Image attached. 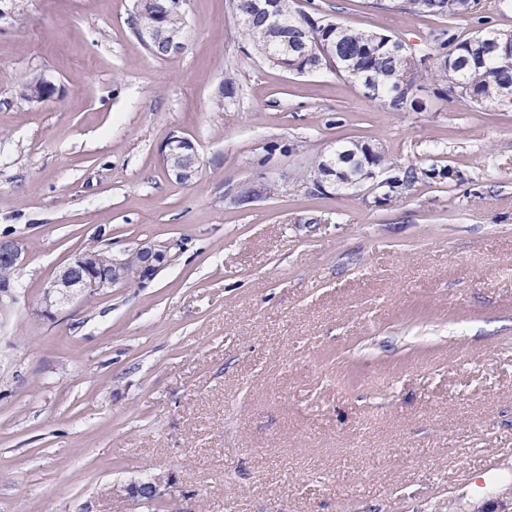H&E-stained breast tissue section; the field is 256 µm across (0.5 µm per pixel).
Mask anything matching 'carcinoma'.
<instances>
[{"mask_svg":"<svg viewBox=\"0 0 512 512\" xmlns=\"http://www.w3.org/2000/svg\"><path fill=\"white\" fill-rule=\"evenodd\" d=\"M232 4L236 15L249 18V23L243 25V36L262 60L292 74L309 73L320 66L346 77L357 73L361 77L358 86L367 98L387 99L397 110L418 109L408 91L418 88L425 76L436 83L438 95L448 101L483 105L512 96V53L490 51L488 42L494 36L489 33L459 40L442 29L432 34L433 52L416 57L399 51L396 41L383 33L348 29L329 18L291 8L281 16V23L266 30L259 0H232ZM475 6L476 0H400V8L412 15L463 17ZM136 13L142 24L154 26L155 38L145 44L149 55L167 57V43L182 40L186 25L183 12L174 7L156 19L151 0H136ZM330 162L335 163L336 181L342 188L376 168L387 170L386 197L447 175L444 170L390 162L381 150L360 143L344 146L330 158H317L315 175L325 173ZM103 237L104 232H98L84 251L106 269L112 263V250L110 244L101 243Z\"/></svg>","mask_w":512,"mask_h":512,"instance_id":"obj_1","label":"carcinoma"}]
</instances>
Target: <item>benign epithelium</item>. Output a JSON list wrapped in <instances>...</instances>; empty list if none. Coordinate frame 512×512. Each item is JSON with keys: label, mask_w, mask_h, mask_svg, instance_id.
Instances as JSON below:
<instances>
[{"label": "benign epithelium", "mask_w": 512, "mask_h": 512, "mask_svg": "<svg viewBox=\"0 0 512 512\" xmlns=\"http://www.w3.org/2000/svg\"><path fill=\"white\" fill-rule=\"evenodd\" d=\"M164 154L167 171L177 182L193 181L200 168L195 143L182 136L171 137ZM176 243H157L152 240L139 242L135 247L112 255V271H98L92 267L84 253L73 255L55 277L43 288L37 315L51 317L59 306L79 296L105 295L114 288L130 285L128 267H136L138 283L152 281L166 266L170 250ZM26 261V248L22 240L5 237L0 239V263L20 271ZM18 302L16 280L0 281V310L10 312Z\"/></svg>", "instance_id": "1"}]
</instances>
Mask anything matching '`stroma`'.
Wrapping results in <instances>:
<instances>
[{"mask_svg": "<svg viewBox=\"0 0 512 512\" xmlns=\"http://www.w3.org/2000/svg\"><path fill=\"white\" fill-rule=\"evenodd\" d=\"M296 0L420 56L464 17ZM135 0H24L0 22V237L20 299L0 318V512H501L512 504V108L397 111L323 70L255 57L232 0H187L183 49L149 55ZM237 95L216 109L225 69ZM54 94L31 102L30 75ZM200 172L172 179L170 137ZM368 144L452 170L377 201L314 192V162ZM273 193L236 208L242 183ZM179 241L145 285L34 314L97 233ZM502 466L484 472L489 457ZM154 483L143 501L129 487ZM165 148L168 150L163 158L169 175L179 183L193 181L200 168L195 143L188 137L173 136L168 140Z\"/></svg>", "mask_w": 512, "mask_h": 512, "instance_id": "stroma-1", "label": "stroma"}]
</instances>
